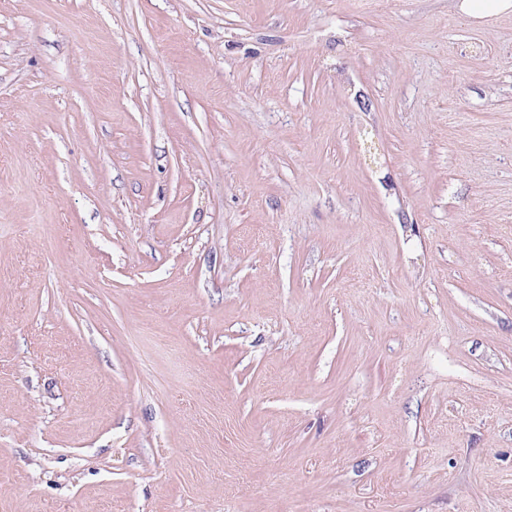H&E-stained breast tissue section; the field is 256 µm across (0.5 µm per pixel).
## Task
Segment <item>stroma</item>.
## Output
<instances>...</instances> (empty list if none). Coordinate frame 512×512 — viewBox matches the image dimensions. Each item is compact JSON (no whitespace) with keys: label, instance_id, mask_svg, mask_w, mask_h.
<instances>
[{"label":"stroma","instance_id":"stroma-1","mask_svg":"<svg viewBox=\"0 0 512 512\" xmlns=\"http://www.w3.org/2000/svg\"><path fill=\"white\" fill-rule=\"evenodd\" d=\"M0 512H512V14L0 0Z\"/></svg>","mask_w":512,"mask_h":512}]
</instances>
